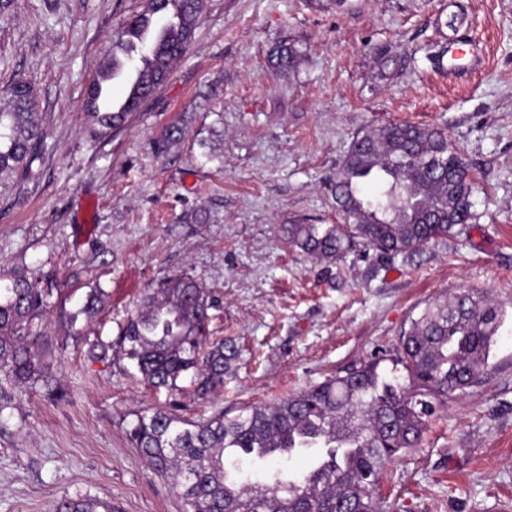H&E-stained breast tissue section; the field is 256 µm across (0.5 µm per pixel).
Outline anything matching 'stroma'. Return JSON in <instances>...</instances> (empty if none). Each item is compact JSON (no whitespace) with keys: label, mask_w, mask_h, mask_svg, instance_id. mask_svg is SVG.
Instances as JSON below:
<instances>
[{"label":"stroma","mask_w":512,"mask_h":512,"mask_svg":"<svg viewBox=\"0 0 512 512\" xmlns=\"http://www.w3.org/2000/svg\"><path fill=\"white\" fill-rule=\"evenodd\" d=\"M147 0H14L0 9V108L34 88L46 132L27 170L0 176V273L64 283L48 301L37 379L0 415V512H55L92 496L112 512H183L180 489L131 444L132 413L230 415L345 375L399 338L442 292L492 295L508 317L477 384L440 405L420 448L383 481L389 512H512V0H204L191 45L120 132L93 136L83 102L117 31ZM482 45L449 79L435 57ZM297 65L273 68L281 48ZM401 56L381 76L375 48ZM392 121L446 128L472 169L461 235L378 267L288 243L292 224H338L327 182L357 135ZM180 140L163 143L166 127ZM168 275L215 301L211 327L238 356L224 388L190 378L153 392L128 360L91 357ZM105 309L79 316L86 293Z\"/></svg>","instance_id":"35a3bbf8"}]
</instances>
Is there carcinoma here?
Here are the masks:
<instances>
[{
	"mask_svg": "<svg viewBox=\"0 0 512 512\" xmlns=\"http://www.w3.org/2000/svg\"><path fill=\"white\" fill-rule=\"evenodd\" d=\"M203 0H148L145 11L114 44L150 85L162 86L188 50ZM120 58L104 61L87 89L93 134L122 130L148 96L128 86L122 101L102 106L104 85ZM11 106L0 109V175L29 163L44 138L32 112L33 88L10 86ZM465 155L438 127L389 123L363 132L333 177L343 224H292L290 243L309 256L339 259L356 243L381 258L412 255L453 236L474 220L473 185ZM373 182L370 199L361 186ZM54 281L20 272L0 277V414L11 403L8 386L38 376L37 347ZM102 292L91 289L79 314L93 318ZM213 301L191 277H169L127 314L118 347L148 386L177 389L192 373L195 392L207 396L224 383L237 357L232 341L210 330ZM505 313L488 293L441 294L400 339L405 377L388 376L373 357L273 404L187 419L171 410L133 414L128 436L147 465L182 488L185 512H386L379 493L387 469L421 446L436 404L465 393L480 378ZM316 450V465L291 472L284 463ZM56 512H112L91 497L65 498Z\"/></svg>",
	"mask_w": 512,
	"mask_h": 512,
	"instance_id": "cac0c4a2",
	"label": "carcinoma"
}]
</instances>
